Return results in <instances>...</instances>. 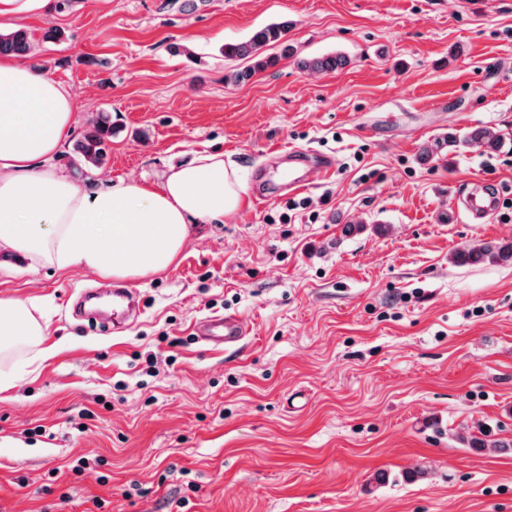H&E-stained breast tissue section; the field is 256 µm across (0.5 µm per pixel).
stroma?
I'll return each mask as SVG.
<instances>
[{
	"mask_svg": "<svg viewBox=\"0 0 512 512\" xmlns=\"http://www.w3.org/2000/svg\"><path fill=\"white\" fill-rule=\"evenodd\" d=\"M284 19L298 57L350 64L225 84L222 45ZM27 28L25 63L82 103L75 135L112 118L105 166L70 142L57 158L83 187L157 183L204 149L250 187L289 146L334 166L196 225L131 282L119 332L73 316L112 279L0 252V294L40 298L58 345L0 361L21 373L0 392V512H512V266L450 262L512 240V149L421 156L451 131L512 134V0H73ZM479 179L504 204L472 224L456 195ZM228 314L238 345L194 340ZM487 425L500 447L461 442Z\"/></svg>",
	"mask_w": 512,
	"mask_h": 512,
	"instance_id": "35a3bbf8",
	"label": "stroma"
}]
</instances>
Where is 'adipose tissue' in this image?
Returning <instances> with one entry per match:
<instances>
[{
  "label": "adipose tissue",
  "instance_id": "ef3b65f1",
  "mask_svg": "<svg viewBox=\"0 0 512 512\" xmlns=\"http://www.w3.org/2000/svg\"><path fill=\"white\" fill-rule=\"evenodd\" d=\"M78 109L64 83L0 55V251L33 267L134 280L171 267L194 225L242 207L247 187L218 151L197 152L157 184L121 179L86 191L53 164ZM47 336L35 299L0 296L1 357L34 344L46 358Z\"/></svg>",
  "mask_w": 512,
  "mask_h": 512
}]
</instances>
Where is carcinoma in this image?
I'll return each instance as SVG.
<instances>
[{
  "mask_svg": "<svg viewBox=\"0 0 512 512\" xmlns=\"http://www.w3.org/2000/svg\"><path fill=\"white\" fill-rule=\"evenodd\" d=\"M291 23L282 20L261 27L244 41L227 42L222 48L224 58L232 61H241L243 65L234 66L224 74V81L240 85L251 80L257 73L274 66L279 57L268 53V49L275 46L282 47V56H295L294 49L288 45L287 35ZM34 48L33 34L25 28H17L8 32H0V54H13L22 56L30 53ZM297 64L303 69L317 72H330L344 68L349 59L344 55L318 57L313 59H300ZM112 142V124L106 115H101L93 123L91 131L83 135L76 143L75 152L82 165L99 167L104 164L109 144ZM507 139L504 135L480 128L464 135L455 132L448 133L438 146H447L448 151L478 148L485 152H498L505 147ZM453 262L457 265L478 266L482 264H511L512 242L506 244H493L480 242L466 250L453 255Z\"/></svg>",
  "mask_w": 512,
  "mask_h": 512,
  "instance_id": "1",
  "label": "carcinoma"
}]
</instances>
